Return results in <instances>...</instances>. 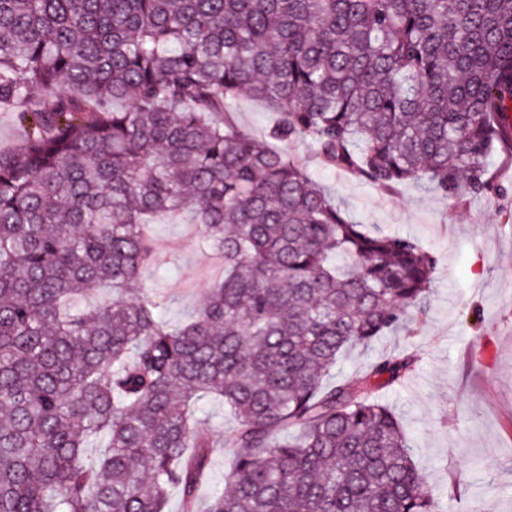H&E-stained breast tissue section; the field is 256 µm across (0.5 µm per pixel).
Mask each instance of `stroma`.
<instances>
[{
    "instance_id": "1",
    "label": "stroma",
    "mask_w": 512,
    "mask_h": 512,
    "mask_svg": "<svg viewBox=\"0 0 512 512\" xmlns=\"http://www.w3.org/2000/svg\"><path fill=\"white\" fill-rule=\"evenodd\" d=\"M238 127L267 138L278 115L247 96L234 104ZM310 177L329 188L355 221L374 232L418 238L437 257L423 312L407 329L349 351L336 375L364 373L385 352H414L415 371L380 388L401 417L414 459L446 512H512V149H497L499 192L457 203L418 184L384 191L293 143ZM158 268L145 285L159 313L183 321L223 274L188 219L148 228Z\"/></svg>"
}]
</instances>
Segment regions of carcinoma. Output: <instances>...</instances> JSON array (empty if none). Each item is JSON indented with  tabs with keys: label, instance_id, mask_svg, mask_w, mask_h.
Listing matches in <instances>:
<instances>
[{
	"label": "carcinoma",
	"instance_id": "cac0c4a2",
	"mask_svg": "<svg viewBox=\"0 0 512 512\" xmlns=\"http://www.w3.org/2000/svg\"><path fill=\"white\" fill-rule=\"evenodd\" d=\"M241 95L281 145L233 124ZM1 109L23 136L0 150V512H164L173 490L196 512L205 398L236 420L207 512H443L374 396L413 357L327 382L423 311L436 259L365 232L288 145L381 189L490 192L512 0H0ZM181 213L224 279L172 327L142 227Z\"/></svg>",
	"mask_w": 512,
	"mask_h": 512
}]
</instances>
